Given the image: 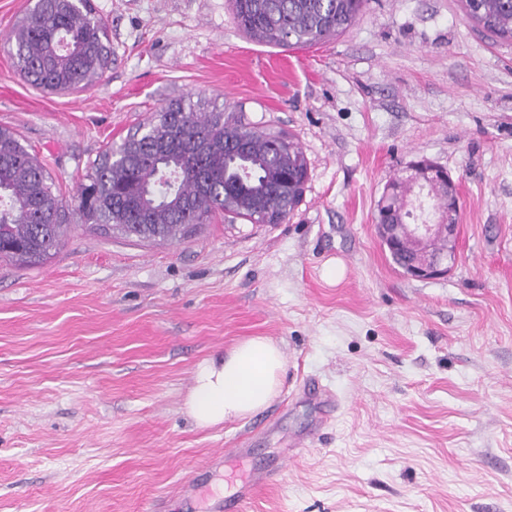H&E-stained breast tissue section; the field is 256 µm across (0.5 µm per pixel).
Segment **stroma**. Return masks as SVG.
Returning <instances> with one entry per match:
<instances>
[{"label": "stroma", "instance_id": "obj_1", "mask_svg": "<svg viewBox=\"0 0 512 512\" xmlns=\"http://www.w3.org/2000/svg\"><path fill=\"white\" fill-rule=\"evenodd\" d=\"M91 4L112 63L48 92L9 54L30 0H0V126L64 198L188 97L290 133L307 180L282 224L219 212L160 242L76 219L45 264L0 261V512H203L301 438L309 452L246 512H512V44L459 0H368L348 31L284 47L246 37L228 0ZM422 157L460 206L455 266L429 281L375 227L385 186ZM252 336L284 352L278 395L197 428L196 364ZM204 470L200 497L183 494Z\"/></svg>", "mask_w": 512, "mask_h": 512}]
</instances>
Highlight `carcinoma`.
Returning <instances> with one entry per match:
<instances>
[{
    "mask_svg": "<svg viewBox=\"0 0 512 512\" xmlns=\"http://www.w3.org/2000/svg\"><path fill=\"white\" fill-rule=\"evenodd\" d=\"M465 16L512 42V0H461ZM365 0H232L234 18L258 43L316 45L352 27ZM15 66L34 88L66 92L101 77L112 62L103 19L90 0H36L10 36ZM141 132L96 159L73 202L45 165L0 127V259L34 267L56 253L70 217L150 241L194 233L217 212L252 224L281 221L302 200L307 163L293 138L259 129L238 110L198 99L169 103ZM404 199L379 201V224L409 218Z\"/></svg>",
    "mask_w": 512,
    "mask_h": 512,
    "instance_id": "carcinoma-1",
    "label": "carcinoma"
}]
</instances>
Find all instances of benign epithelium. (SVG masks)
<instances>
[{
    "mask_svg": "<svg viewBox=\"0 0 512 512\" xmlns=\"http://www.w3.org/2000/svg\"><path fill=\"white\" fill-rule=\"evenodd\" d=\"M408 175L401 180L410 187L405 194L411 204L422 193H433L447 183H453L448 170L429 160H417L407 167ZM439 217L420 224H379L377 230L383 246L390 252L397 247L395 234L402 230L415 248L414 259L404 267L407 276L420 281L448 276L456 259L459 202L455 189L448 191V203L437 200Z\"/></svg>",
    "mask_w": 512,
    "mask_h": 512,
    "instance_id": "7a95c632",
    "label": "benign epithelium"
}]
</instances>
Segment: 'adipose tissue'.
I'll return each mask as SVG.
<instances>
[{"label": "adipose tissue", "instance_id": "1", "mask_svg": "<svg viewBox=\"0 0 512 512\" xmlns=\"http://www.w3.org/2000/svg\"><path fill=\"white\" fill-rule=\"evenodd\" d=\"M284 367V354L271 339L247 338L196 365L184 409L202 429L251 416L276 396Z\"/></svg>", "mask_w": 512, "mask_h": 512}]
</instances>
